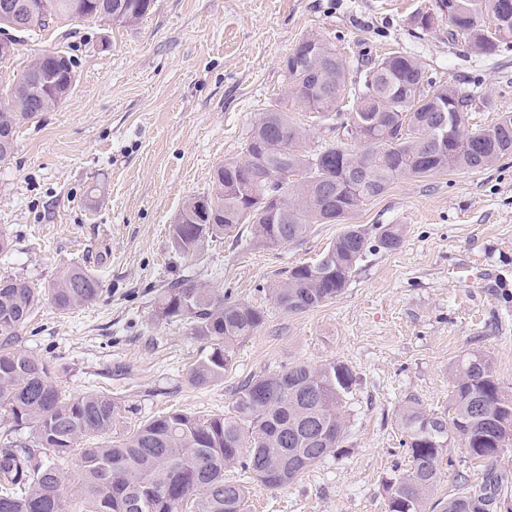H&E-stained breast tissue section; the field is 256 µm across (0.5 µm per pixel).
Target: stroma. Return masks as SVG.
<instances>
[{"instance_id": "stroma-1", "label": "stroma", "mask_w": 512, "mask_h": 512, "mask_svg": "<svg viewBox=\"0 0 512 512\" xmlns=\"http://www.w3.org/2000/svg\"><path fill=\"white\" fill-rule=\"evenodd\" d=\"M425 2L154 0L133 27L61 20L22 35L0 63L6 80L35 54L62 51L76 72L69 98L24 123L0 163V233L12 241L0 276L41 288L76 264L102 283L91 305L62 313L42 303L18 334V348L48 362L62 390H110L128 430L175 409L225 414L242 382L297 362L353 368L343 451L286 488L251 484L249 512H387L384 482L408 463L400 405L447 410L449 366L471 351L491 356L512 390V155L397 178L351 221L403 225L400 247L371 250L340 297L304 313L282 311L268 287L285 268L318 259L341 225H314L303 242L275 249L254 246L247 230L218 242L198 281L266 315L235 344L222 381L191 385L202 342L153 314V298L183 270L171 224L219 163L242 157L303 37L334 42L352 67L365 55L410 53L435 82L475 92L474 125L512 113V41L487 58L449 41L447 22L422 32L412 16ZM440 468L439 498L461 478H481L456 440Z\"/></svg>"}]
</instances>
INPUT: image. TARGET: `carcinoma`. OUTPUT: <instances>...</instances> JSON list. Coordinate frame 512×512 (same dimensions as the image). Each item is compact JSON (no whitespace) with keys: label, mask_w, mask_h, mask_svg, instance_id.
Listing matches in <instances>:
<instances>
[{"label":"carcinoma","mask_w":512,"mask_h":512,"mask_svg":"<svg viewBox=\"0 0 512 512\" xmlns=\"http://www.w3.org/2000/svg\"><path fill=\"white\" fill-rule=\"evenodd\" d=\"M33 4L24 32L44 31L58 19L134 26L153 0H16ZM448 21V38L463 37L472 50L493 57L512 38V0H434L412 17L432 30ZM489 20L495 29L484 27ZM287 84L279 100L254 121L242 158L218 165L212 187L189 197L170 226L176 256L189 264L212 243L251 226L255 246L276 248L304 240L315 224L344 230L312 264L281 272L270 288L275 304L303 313L341 296L376 246L393 251L398 224L366 229L347 220L400 176L427 177L449 169H479L512 154V113L471 127L476 95L460 85H436L413 56L397 51L370 58L340 123L343 137L305 148V130L290 112L301 108L324 121L341 110L346 61L319 35L299 41L285 60ZM42 74L37 93L25 91ZM74 65L59 51L36 55L19 75L0 83V162L14 153L23 123L61 105L73 89ZM359 148L352 149L350 144ZM100 280L81 265L61 271L46 288L21 277L0 278V410L12 426L0 439V512H68L66 472L56 460L80 440V482L73 492L84 512H247V482L282 489L306 470L340 453L346 438L344 402L356 376L349 365L298 362L245 381L226 415L209 418L181 411L154 416L120 439L121 406L105 392L65 394L50 365L15 348L16 332L43 300L62 312L89 305ZM154 316L189 326L204 342L188 373L205 386L224 379L235 343L264 324L262 310L232 300L183 275L154 299ZM448 410L430 413L415 401L396 418L409 467L385 481L388 512H500L493 464L512 447V390L499 382L492 358L465 354L450 369ZM27 429L30 439L12 432ZM458 439L484 467L482 481L461 482V492L432 498L444 448ZM234 468L244 479L231 480Z\"/></svg>","instance_id":"carcinoma-1"}]
</instances>
